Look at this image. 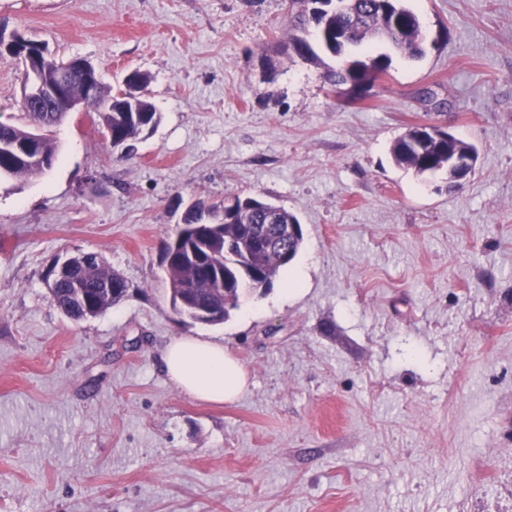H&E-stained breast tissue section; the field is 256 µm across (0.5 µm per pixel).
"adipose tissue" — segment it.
<instances>
[{
    "instance_id": "1",
    "label": "adipose tissue",
    "mask_w": 512,
    "mask_h": 512,
    "mask_svg": "<svg viewBox=\"0 0 512 512\" xmlns=\"http://www.w3.org/2000/svg\"><path fill=\"white\" fill-rule=\"evenodd\" d=\"M161 367L183 393L207 403L238 399L248 388L241 363L222 342L200 336H180L158 349Z\"/></svg>"
}]
</instances>
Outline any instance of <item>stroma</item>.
Masks as SVG:
<instances>
[{"label": "stroma", "mask_w": 512, "mask_h": 512, "mask_svg": "<svg viewBox=\"0 0 512 512\" xmlns=\"http://www.w3.org/2000/svg\"><path fill=\"white\" fill-rule=\"evenodd\" d=\"M425 54L364 99L326 82L288 0H0V30L146 73L161 114L122 156L66 114L54 167L0 181V512H512V0H403ZM22 69L0 57V118ZM427 123L472 143L460 186L397 166ZM253 195L304 245L230 318L177 317L163 247L199 200ZM99 254L127 282L80 323L47 274ZM210 336L244 366L198 402L158 348Z\"/></svg>", "instance_id": "stroma-1"}]
</instances>
